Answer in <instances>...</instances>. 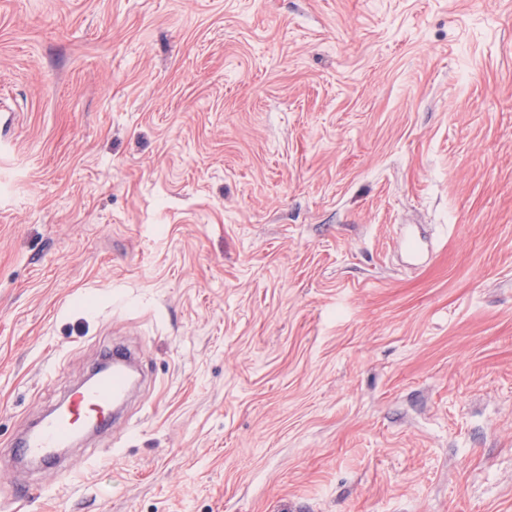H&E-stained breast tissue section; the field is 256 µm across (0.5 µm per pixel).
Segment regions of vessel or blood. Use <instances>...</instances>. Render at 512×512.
<instances>
[{
	"instance_id": "obj_1",
	"label": "vessel or blood",
	"mask_w": 512,
	"mask_h": 512,
	"mask_svg": "<svg viewBox=\"0 0 512 512\" xmlns=\"http://www.w3.org/2000/svg\"><path fill=\"white\" fill-rule=\"evenodd\" d=\"M130 356L115 348L105 353L93 385L72 389L64 401L11 444L17 465L38 475H56L62 469L61 451L86 430L112 429V408L132 384Z\"/></svg>"
}]
</instances>
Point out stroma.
I'll list each match as a JSON object with an SVG mask.
<instances>
[{"label":"stroma","instance_id":"35a3bbf8","mask_svg":"<svg viewBox=\"0 0 512 512\" xmlns=\"http://www.w3.org/2000/svg\"><path fill=\"white\" fill-rule=\"evenodd\" d=\"M24 512H512V0H0V470ZM131 366L124 350L113 347L106 352L93 385L72 389L57 408L13 440L15 463L41 477L58 475L62 448L70 447L87 429L112 434V406L132 385Z\"/></svg>","mask_w":512,"mask_h":512}]
</instances>
